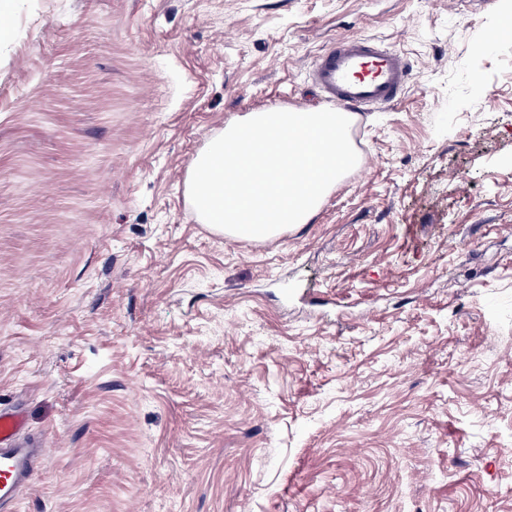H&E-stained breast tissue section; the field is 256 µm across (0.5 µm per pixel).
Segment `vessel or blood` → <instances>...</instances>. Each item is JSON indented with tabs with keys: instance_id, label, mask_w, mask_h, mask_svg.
<instances>
[{
	"instance_id": "1",
	"label": "vessel or blood",
	"mask_w": 512,
	"mask_h": 512,
	"mask_svg": "<svg viewBox=\"0 0 512 512\" xmlns=\"http://www.w3.org/2000/svg\"><path fill=\"white\" fill-rule=\"evenodd\" d=\"M411 65L401 52L373 38L342 35L316 56L309 79L322 98L345 113L368 112L399 102ZM45 455L24 435V422L0 409V512H13L21 492L33 485Z\"/></svg>"
}]
</instances>
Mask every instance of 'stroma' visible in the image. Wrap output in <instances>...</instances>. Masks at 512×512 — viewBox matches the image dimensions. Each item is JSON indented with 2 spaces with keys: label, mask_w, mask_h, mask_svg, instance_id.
<instances>
[{
  "label": "stroma",
  "mask_w": 512,
  "mask_h": 512,
  "mask_svg": "<svg viewBox=\"0 0 512 512\" xmlns=\"http://www.w3.org/2000/svg\"><path fill=\"white\" fill-rule=\"evenodd\" d=\"M0 408L17 512H512V0H0ZM398 104L310 223L185 195L207 139L337 36ZM43 444L24 436L23 419L0 409V510L12 512L21 492L33 485Z\"/></svg>",
  "instance_id": "stroma-1"
}]
</instances>
